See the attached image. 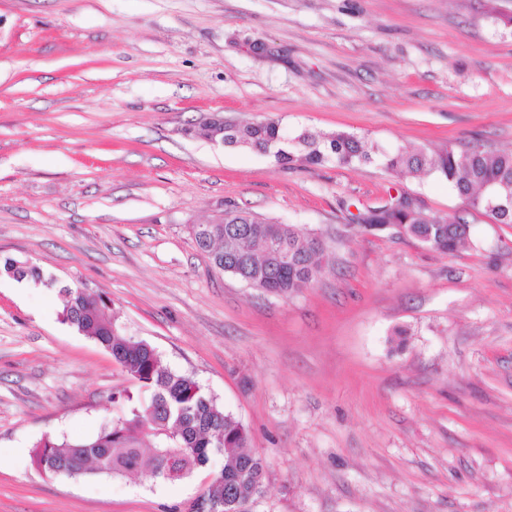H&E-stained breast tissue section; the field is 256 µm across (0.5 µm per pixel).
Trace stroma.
Segmentation results:
<instances>
[{
	"mask_svg": "<svg viewBox=\"0 0 512 512\" xmlns=\"http://www.w3.org/2000/svg\"><path fill=\"white\" fill-rule=\"evenodd\" d=\"M512 0H0V512H173L206 472L50 477L47 434L95 436L133 389L60 320L106 294L249 430L251 512H512V224L465 213L451 255L349 223L406 193L380 162L283 169L191 134L213 113L346 131L393 150L512 148ZM316 233L333 267L284 297L215 270L191 228L225 202ZM1 271L9 277L17 281L28 280L34 283H46L52 285L53 279H45L44 274L40 267L28 262H18L15 260L7 259L3 264Z\"/></svg>",
	"mask_w": 512,
	"mask_h": 512,
	"instance_id": "35a3bbf8",
	"label": "stroma"
}]
</instances>
